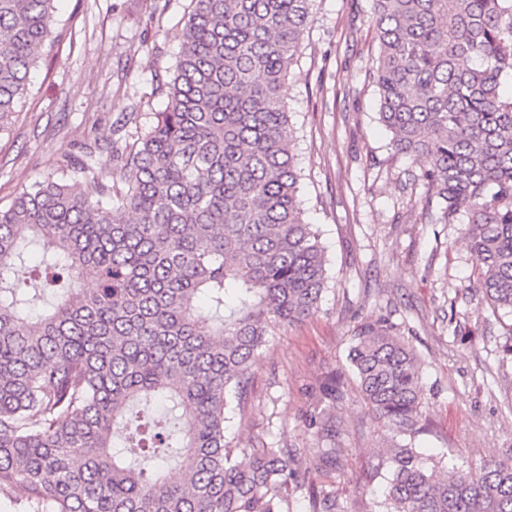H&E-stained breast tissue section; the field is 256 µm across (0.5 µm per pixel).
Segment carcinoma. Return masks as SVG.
I'll return each instance as SVG.
<instances>
[{"label":"carcinoma","instance_id":"cac0c4a2","mask_svg":"<svg viewBox=\"0 0 512 512\" xmlns=\"http://www.w3.org/2000/svg\"><path fill=\"white\" fill-rule=\"evenodd\" d=\"M56 2L0 0V134L60 40ZM311 2L191 0L164 108L111 180L85 143L0 208V496L23 512H289L308 480L286 448L230 453L224 422L268 336L327 283L281 100ZM373 2L392 149L429 161L425 215L463 225L477 289L512 317V0ZM32 245L52 302L29 321L37 281L16 266ZM348 359L386 435L377 512H512L511 457L441 472L415 448L419 357L387 319L356 329ZM151 400L172 404L175 443L159 419L128 430Z\"/></svg>","mask_w":512,"mask_h":512}]
</instances>
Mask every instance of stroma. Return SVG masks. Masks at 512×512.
<instances>
[{
    "mask_svg": "<svg viewBox=\"0 0 512 512\" xmlns=\"http://www.w3.org/2000/svg\"><path fill=\"white\" fill-rule=\"evenodd\" d=\"M189 4L59 0L63 38L0 135V207L94 139L95 169L108 178L115 122L135 112L144 129L163 107ZM311 15L281 97L328 285L317 313L269 337L243 404L226 413L225 436L236 454L285 448L306 460L310 482L289 488L290 512H308L314 490L334 512H374L383 435L346 360L355 328L388 319L417 351L430 430L416 445L443 469L512 456V358L501 321L475 290L459 225L425 217L427 160L395 155L379 121L373 0H313ZM331 378L340 392L332 440L309 424ZM333 444L342 455L323 460L320 449Z\"/></svg>",
    "mask_w": 512,
    "mask_h": 512,
    "instance_id": "obj_1",
    "label": "stroma"
}]
</instances>
